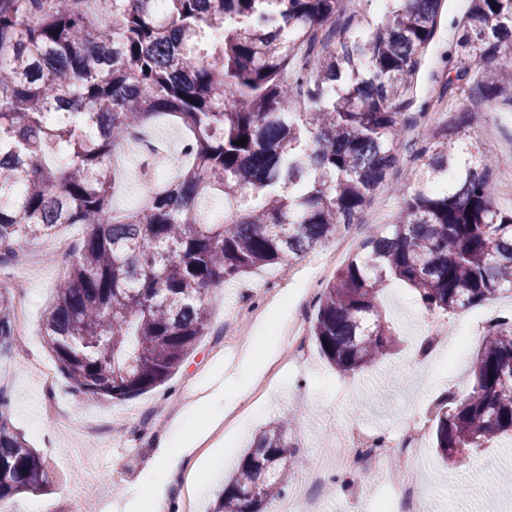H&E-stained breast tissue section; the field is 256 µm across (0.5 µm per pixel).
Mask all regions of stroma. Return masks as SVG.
<instances>
[{
	"mask_svg": "<svg viewBox=\"0 0 512 512\" xmlns=\"http://www.w3.org/2000/svg\"><path fill=\"white\" fill-rule=\"evenodd\" d=\"M468 0H445L443 14L432 47L418 72V95L427 97L443 80L441 61L454 38L453 19L462 16ZM477 126L468 128L492 153L512 151V112L495 104L483 106ZM413 163L412 152L401 153L388 186L377 191L365 210L368 233L391 224L403 198L393 186ZM62 261L46 255L44 248L24 249L9 274L0 273V290L20 283L30 299L29 322L24 343H11L0 350V386L11 401V420L32 448L54 473L46 493H23L10 502L11 512H106L117 499H133L142 489L146 472L155 458L172 418L200 392L217 361L232 362L246 346L255 344L258 327L278 334L279 349H286L283 328L295 315L312 318L314 303L323 285L319 273L303 268L283 278L284 264L256 270L224 290L208 296L211 325L207 336L187 358L182 368L164 386L126 400L83 399L62 376L45 384L28 364L29 359L50 360L42 324L50 305L51 290ZM382 303L395 324L402 344L389 360L356 374L336 372L320 353L313 337H305L306 360L282 367L266 364L256 387L242 397L241 421L211 435L196 448L194 463H202L214 451L220 437L235 446L225 453L224 469L215 473L210 489L199 497L200 512L208 509L224 486V475L234 470L260 428L273 419L293 413L291 435L299 446L292 475L300 482L312 467L324 444L335 442L341 428L357 423L381 434L394 433L408 412L430 414L444 395L466 393L472 384V350L463 349L462 337L483 336L495 318L512 313V295L461 311L449 320L447 336L428 355L418 352L430 314L413 293L401 284H390ZM69 421L55 424L58 410ZM101 431L97 442H89L85 428ZM418 485L424 512H512V445L500 442L470 453L463 463L445 468L432 440H425L411 470ZM313 494L322 512H384L391 492L381 475L370 472L365 479L344 489L331 491L329 483L316 486Z\"/></svg>",
	"mask_w": 512,
	"mask_h": 512,
	"instance_id": "35a3bbf8",
	"label": "stroma"
}]
</instances>
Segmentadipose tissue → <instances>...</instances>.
I'll list each match as a JSON object with an SVG mask.
<instances>
[{"instance_id": "obj_1", "label": "adipose tissue", "mask_w": 512, "mask_h": 512, "mask_svg": "<svg viewBox=\"0 0 512 512\" xmlns=\"http://www.w3.org/2000/svg\"><path fill=\"white\" fill-rule=\"evenodd\" d=\"M261 370L255 352L245 351L232 372L216 375L204 392L174 420L160 445L155 472L145 489L151 512H167L169 484L180 473H188L194 494L206 493L208 483L196 474L190 458L211 430L220 425L225 415L236 407ZM200 418L205 419V426H197L196 421Z\"/></svg>"}]
</instances>
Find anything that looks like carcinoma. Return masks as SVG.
<instances>
[{
  "instance_id": "carcinoma-1",
  "label": "carcinoma",
  "mask_w": 512,
  "mask_h": 512,
  "mask_svg": "<svg viewBox=\"0 0 512 512\" xmlns=\"http://www.w3.org/2000/svg\"><path fill=\"white\" fill-rule=\"evenodd\" d=\"M101 22L77 0H0V270L62 229L85 235L43 324L58 371L87 400L165 384L210 328L207 296L300 260L358 223L414 132L413 186L385 231L323 287L310 326L342 374L384 362L399 337L380 295L395 280L443 320L512 292V209L493 192L505 164L462 131L480 109L433 125L418 101L423 53L444 0H110ZM456 24L437 104L459 92L512 109V0H471ZM160 116L184 132L178 176L116 218L106 171ZM246 139L245 146L237 141ZM224 197V215L201 207ZM0 291V349L15 335ZM473 382L437 401L434 448L452 464L512 438V318L484 334ZM279 416L255 437L212 512H265L297 445ZM52 483L16 432L0 387V506Z\"/></svg>"
}]
</instances>
